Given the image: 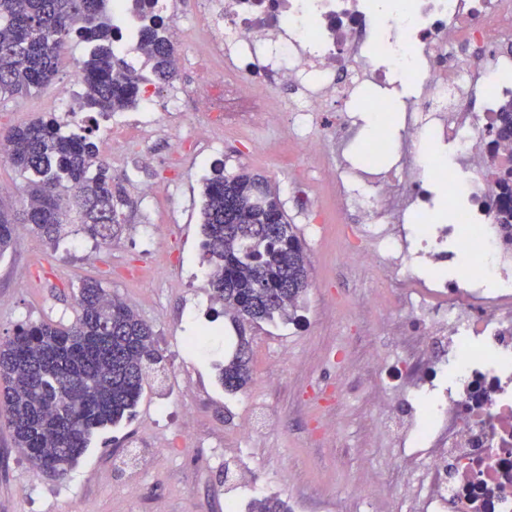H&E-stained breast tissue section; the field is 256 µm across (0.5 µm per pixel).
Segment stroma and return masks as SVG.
Returning <instances> with one entry per match:
<instances>
[{
	"label": "stroma",
	"instance_id": "35a3bbf8",
	"mask_svg": "<svg viewBox=\"0 0 512 512\" xmlns=\"http://www.w3.org/2000/svg\"><path fill=\"white\" fill-rule=\"evenodd\" d=\"M86 52L84 43L69 42L51 85L1 99L0 131L48 116L75 129L57 102L73 99L68 75ZM287 125L280 120L254 146L204 115L157 113L145 135L150 164L136 160L133 144L107 162L120 198L111 245L76 235L52 244L22 230L0 256V340L25 324H70L82 282L94 279L152 328L165 357L133 415L96 431L59 477L29 464L0 410V512H227L231 500L247 512L268 489L292 512H398L394 500L418 467L388 432L386 414L401 409L413 366L401 357L390 319L369 307L380 281L343 260L357 241V212L337 214L323 162L291 147ZM175 134L191 142L176 162L169 155ZM217 163L230 172L244 165L271 181L311 263L292 319L247 327L253 375L234 394L205 360L182 356L183 338L210 321L224 333L209 347L227 358L236 349L202 248L203 184ZM147 184L153 192H144ZM374 355L398 364L402 379L368 370ZM167 397L176 408L164 406ZM249 422L255 430L246 438Z\"/></svg>",
	"mask_w": 512,
	"mask_h": 512
}]
</instances>
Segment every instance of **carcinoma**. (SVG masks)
Returning <instances> with one entry per match:
<instances>
[{
  "label": "carcinoma",
  "instance_id": "1",
  "mask_svg": "<svg viewBox=\"0 0 512 512\" xmlns=\"http://www.w3.org/2000/svg\"><path fill=\"white\" fill-rule=\"evenodd\" d=\"M154 21L141 37L147 62L162 79L175 76L173 43ZM109 0H0V97L52 84L71 40L90 48L81 63L77 109L107 117L139 105L140 78L112 51ZM497 139L512 137V102L499 113ZM5 159L28 173L19 212L0 207V255L25 227L51 243L85 233L112 243L117 203L96 144L65 133L54 118L18 126L0 138ZM204 254L210 285L238 325L291 318L310 284V260L268 180L242 167H213L203 187ZM79 313L68 324L21 326L0 342V404L13 443L43 468L56 457L69 469L91 433L132 415L148 366L162 361L151 328L95 280L82 284ZM252 379L250 342L238 336L221 383L236 393ZM249 512H288L274 497Z\"/></svg>",
  "mask_w": 512,
  "mask_h": 512
}]
</instances>
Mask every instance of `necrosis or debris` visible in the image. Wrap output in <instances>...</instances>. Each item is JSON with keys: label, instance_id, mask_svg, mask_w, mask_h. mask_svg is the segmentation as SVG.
<instances>
[{"label": "necrosis or debris", "instance_id": "1", "mask_svg": "<svg viewBox=\"0 0 512 512\" xmlns=\"http://www.w3.org/2000/svg\"><path fill=\"white\" fill-rule=\"evenodd\" d=\"M376 0H206L183 43L209 61L183 93L112 123L115 140L139 138L156 108L194 110L258 142L281 112L301 128L300 152L336 153L326 171L337 213L365 218L360 243L346 249L350 267L376 273L384 310L412 317L418 336L406 355L425 362V338L448 339V380L422 409L412 400L422 382L410 375L405 409L393 436L433 455L412 496V512H512V244L501 212L512 198L499 194L498 161L512 145L492 141L491 128L512 102V52L499 51L512 33V0H400L379 12ZM178 0H112L113 48L127 59L146 55L142 28L156 17L177 19ZM481 43L483 57L458 56ZM381 87L400 80L412 90L403 114L386 100L370 101L375 132L360 151L344 156L350 120L343 108L365 80ZM304 90L293 108L275 85ZM406 131L398 161L377 170L394 122ZM442 202L464 208V224L407 225L416 208ZM464 256L456 280L430 276L449 253Z\"/></svg>", "mask_w": 512, "mask_h": 512}]
</instances>
